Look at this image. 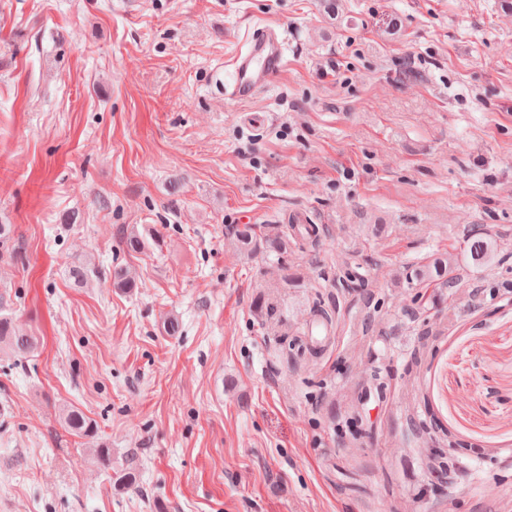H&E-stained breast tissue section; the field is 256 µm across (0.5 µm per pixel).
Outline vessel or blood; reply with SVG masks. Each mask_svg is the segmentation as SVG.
<instances>
[{
    "mask_svg": "<svg viewBox=\"0 0 512 512\" xmlns=\"http://www.w3.org/2000/svg\"><path fill=\"white\" fill-rule=\"evenodd\" d=\"M286 41L273 27H256L236 53L231 69L228 95L236 101L258 96L283 69Z\"/></svg>",
    "mask_w": 512,
    "mask_h": 512,
    "instance_id": "1",
    "label": "vessel or blood"
}]
</instances>
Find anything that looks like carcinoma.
Wrapping results in <instances>:
<instances>
[{"label": "carcinoma", "instance_id": "1", "mask_svg": "<svg viewBox=\"0 0 512 512\" xmlns=\"http://www.w3.org/2000/svg\"><path fill=\"white\" fill-rule=\"evenodd\" d=\"M227 237L243 253L252 255L259 250L283 255L293 245L300 242L316 244L320 237V228L316 224H305L296 215L286 224H268L261 229L251 224H233L228 227ZM148 240L137 230H132L124 240V249L128 253H140L146 249ZM466 262L471 267H482L497 257V245L491 234L482 229H472L467 234V248L464 252ZM457 257L445 253L431 263L417 267L406 277L407 284L429 288H454L459 282ZM112 285L122 291H131L136 287L133 278L123 267L112 272ZM38 349V340L20 332L14 326L12 318L0 316V354L17 360L31 356ZM66 430L79 438L98 436L96 423L77 407L67 408L62 415Z\"/></svg>", "mask_w": 512, "mask_h": 512}]
</instances>
